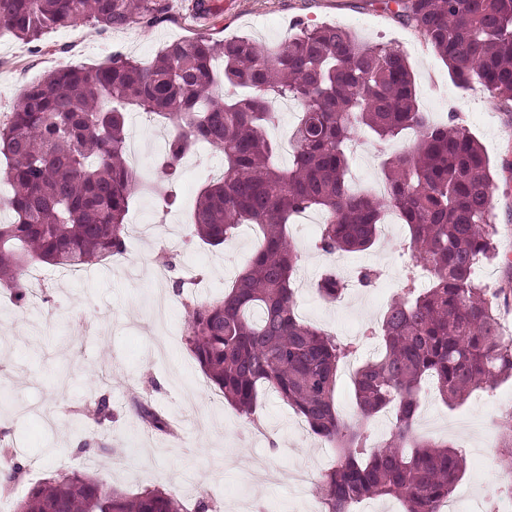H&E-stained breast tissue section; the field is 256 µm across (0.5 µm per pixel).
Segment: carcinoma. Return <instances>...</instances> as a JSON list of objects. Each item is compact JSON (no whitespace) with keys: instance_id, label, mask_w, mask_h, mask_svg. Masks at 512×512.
I'll use <instances>...</instances> for the list:
<instances>
[{"instance_id":"obj_1","label":"carcinoma","mask_w":512,"mask_h":512,"mask_svg":"<svg viewBox=\"0 0 512 512\" xmlns=\"http://www.w3.org/2000/svg\"><path fill=\"white\" fill-rule=\"evenodd\" d=\"M395 14L446 62L459 84H482L512 112V0H391ZM164 11L161 0H0V26L26 43L80 22L104 32ZM230 86V97L217 92ZM276 98L301 107L288 163L269 131ZM173 127L156 177L143 182L127 161L128 112ZM406 130L416 141L383 162L382 195L349 184V146L360 132L385 141ZM199 146L224 155V175L206 185L192 234L211 247L244 224L261 237L249 264L213 302L185 303L187 346L207 379L237 411L252 415L259 388L273 390L313 435L336 448L315 486L321 512H354L392 497L403 512H441L460 480L463 452L415 429L421 389L431 382L445 404L512 376V340L500 330L504 289L475 277L493 243V178L479 143L463 128L432 120L417 104L414 76L400 48L361 41L332 24L303 27L276 46L247 37L206 35L166 45L147 66L114 56L96 68L64 65L30 84L0 119V154L12 192L0 222V286L30 295L34 264L85 268L126 250L133 198L149 193L166 211L182 160ZM321 213L315 246L333 255L369 249L386 214L406 225L410 267L385 311L382 350L358 367L360 419L336 407L340 367L357 342L301 321L294 284L300 256L287 225ZM348 280L326 269L320 296L338 301ZM391 408L383 443L370 420ZM134 413L154 431L173 423L149 404ZM112 418L102 397L76 411V423ZM0 489L20 484L26 466L4 451ZM501 481L512 494V434L500 438ZM14 512H186L163 489L124 493L81 471H61L33 487Z\"/></svg>"}]
</instances>
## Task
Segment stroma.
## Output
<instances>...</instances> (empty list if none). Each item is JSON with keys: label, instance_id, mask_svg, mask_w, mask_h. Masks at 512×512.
Masks as SVG:
<instances>
[{"label": "stroma", "instance_id": "35a3bbf8", "mask_svg": "<svg viewBox=\"0 0 512 512\" xmlns=\"http://www.w3.org/2000/svg\"><path fill=\"white\" fill-rule=\"evenodd\" d=\"M162 2L160 19L106 32L81 23L30 44L1 33L0 114L12 112L29 84L62 64L93 68L115 54L147 64L170 41L201 34L216 40L248 35L276 44L299 24L338 25L363 41L403 49L420 108L437 122L456 114L459 125L482 146L494 177L499 256L480 262L479 281L512 289V112L501 110L479 84H453L445 62L383 0H207L206 13L197 0ZM409 145L405 137L357 141L351 153L356 184L373 189L382 176V162ZM223 162L222 153L211 149L187 155L172 214L189 218L200 188L212 178L210 165ZM129 215L133 223L120 260H104L65 279L45 267L42 300L18 305L10 296H0V429L8 430L15 454L28 469L18 494L57 472L80 470L129 494L167 490L183 499L188 512H196L203 497L217 512H315L313 494L300 492L295 477H321L335 461L334 448L315 438L268 388L260 389L250 419L219 399L187 348L184 299L172 290L176 278H191L195 298L222 297L251 256L255 231L242 229L229 245L213 248L166 235L164 214L150 196H137ZM288 231L301 256L300 318L358 340L359 360L371 358L374 347L363 335L379 327L400 288L409 262L399 248L406 227L395 224L367 251L343 253L345 273L374 267L383 276L372 287L347 289L336 303L326 302L316 290L320 272L332 262L313 246L317 225H292ZM164 255L175 268L159 280L155 270ZM102 396L108 399L111 422H73L72 409ZM510 396L512 377L494 390L473 393L462 404L449 406L429 396L419 408V433L465 452L459 484L471 506H478L481 489L498 480L500 464L488 442L498 424L512 423L505 403ZM135 397L163 411L177 434L145 428L131 409ZM91 437L103 443V451L77 454L79 444Z\"/></svg>", "mask_w": 512, "mask_h": 512}]
</instances>
